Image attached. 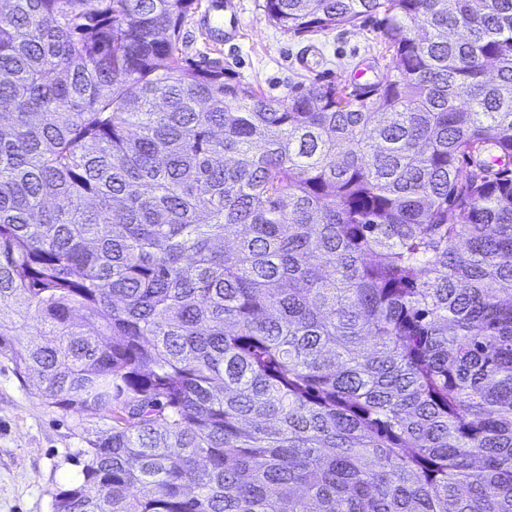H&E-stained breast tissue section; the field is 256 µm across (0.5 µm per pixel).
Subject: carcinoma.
<instances>
[{
	"instance_id": "cac0c4a2",
	"label": "carcinoma",
	"mask_w": 512,
	"mask_h": 512,
	"mask_svg": "<svg viewBox=\"0 0 512 512\" xmlns=\"http://www.w3.org/2000/svg\"><path fill=\"white\" fill-rule=\"evenodd\" d=\"M200 7L0 0V354L82 414L51 512H512V0H265L398 58L282 100L184 56Z\"/></svg>"
}]
</instances>
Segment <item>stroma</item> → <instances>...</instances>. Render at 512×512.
Returning a JSON list of instances; mask_svg holds the SVG:
<instances>
[{
  "mask_svg": "<svg viewBox=\"0 0 512 512\" xmlns=\"http://www.w3.org/2000/svg\"><path fill=\"white\" fill-rule=\"evenodd\" d=\"M242 20L237 40L224 45L208 41V13L199 9L183 26L189 57L215 59L242 82L267 97L284 98L293 82L345 84L359 73L369 80L384 78L396 60L383 52L375 19L341 26L323 34L286 35L264 19V0H233ZM319 57L314 66L299 64L308 48ZM77 413L49 409L0 356V512H50L56 490L79 480L74 455L82 443L76 434Z\"/></svg>",
  "mask_w": 512,
  "mask_h": 512,
  "instance_id": "stroma-1",
  "label": "stroma"
}]
</instances>
